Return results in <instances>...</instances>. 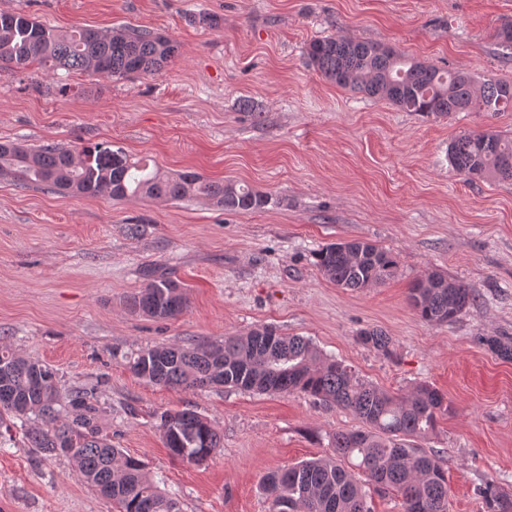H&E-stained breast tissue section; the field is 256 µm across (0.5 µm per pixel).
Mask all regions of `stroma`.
<instances>
[{
    "label": "stroma",
    "mask_w": 512,
    "mask_h": 512,
    "mask_svg": "<svg viewBox=\"0 0 512 512\" xmlns=\"http://www.w3.org/2000/svg\"><path fill=\"white\" fill-rule=\"evenodd\" d=\"M59 30L148 28L178 57L155 75L0 72V142H107L165 171H194L267 193L238 213L201 200L72 197L0 178V346L51 366L61 392L94 390L103 435L174 493L181 512H268L263 476L324 453L358 428L349 412L301 394L151 386L129 362L154 345L218 342L273 327L303 336L356 375L405 396L420 382L448 410L421 446L448 472L449 512H489L486 482L512 494V359L481 342L512 341V181H469L448 145L512 110L436 117L405 112L324 81L308 65L327 35L390 44L476 83L512 81L495 33L512 0H0ZM202 12L221 24L194 23ZM254 104L238 109L240 100ZM359 239L391 250L385 284L350 291L315 253ZM478 296L455 322L424 323L410 283L431 270ZM172 276L188 306L176 318L130 312L148 277ZM377 328L387 351L362 344ZM190 409L224 439L207 461L174 459L162 412ZM0 512H112L72 461L0 434Z\"/></svg>",
    "instance_id": "stroma-1"
}]
</instances>
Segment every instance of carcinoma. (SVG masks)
I'll return each instance as SVG.
<instances>
[{"label":"carcinoma","instance_id":"1","mask_svg":"<svg viewBox=\"0 0 512 512\" xmlns=\"http://www.w3.org/2000/svg\"><path fill=\"white\" fill-rule=\"evenodd\" d=\"M495 38L502 50L511 51L512 22H504ZM177 52L176 41L151 30L61 32L23 12H0V69L11 73L39 65L123 79L158 74ZM306 54L328 82L385 99L404 112L447 116L512 109L511 82L488 80L478 87L467 72L407 57L388 44L332 35L311 41ZM448 161L469 179L512 180V135L492 129L465 133L448 145ZM0 176L24 187L114 202L203 200L240 213L261 211L270 203L267 194L235 181H211L190 171L165 173L102 143L71 149L3 142ZM315 264L326 279L352 291L383 284L398 269L391 251L362 240L322 248ZM476 299L473 289L436 270L409 288L411 307L431 325L456 321ZM186 304L182 284L170 278L151 279L127 298L131 311L158 320L179 316ZM359 339L380 350L388 347V337L378 329L360 331ZM130 369L163 387L303 394L360 420L361 428L336 433L325 454L264 476L269 512H372L368 485L399 493L403 512H448L447 473L416 443L432 435L438 416L448 411L445 396L427 383L415 385L407 398L394 396L361 380L309 339L282 336L270 326L216 343L148 347L133 358ZM103 413L94 393L84 389L73 391L62 405L50 366L0 348V427L12 418L41 420L43 426L27 431L32 447L71 458L81 480L111 500L117 512H179L177 501L140 460L101 435ZM158 429L172 457L183 462L202 463L223 447L211 423L188 409L162 413ZM482 495L491 512H512V500L500 496L494 484H486Z\"/></svg>","mask_w":512,"mask_h":512}]
</instances>
